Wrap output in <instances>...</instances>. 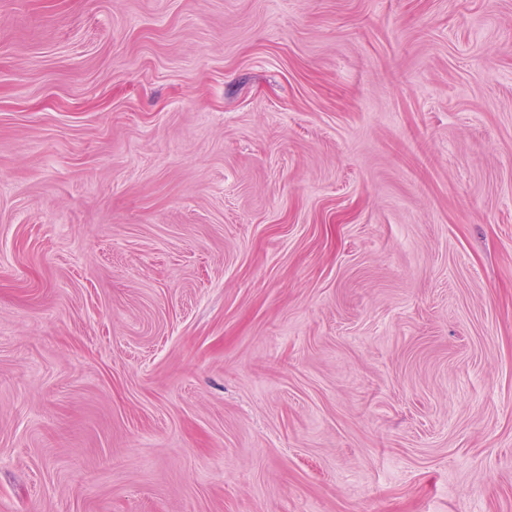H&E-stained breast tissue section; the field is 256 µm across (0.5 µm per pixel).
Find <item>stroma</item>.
Wrapping results in <instances>:
<instances>
[{"label":"stroma","instance_id":"stroma-1","mask_svg":"<svg viewBox=\"0 0 512 512\" xmlns=\"http://www.w3.org/2000/svg\"><path fill=\"white\" fill-rule=\"evenodd\" d=\"M0 512H512V0H0Z\"/></svg>","mask_w":512,"mask_h":512}]
</instances>
